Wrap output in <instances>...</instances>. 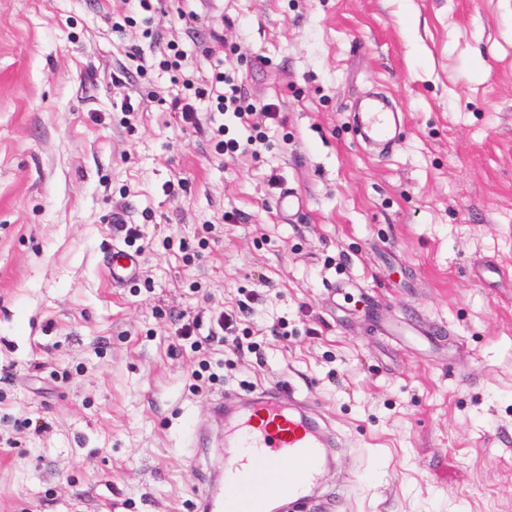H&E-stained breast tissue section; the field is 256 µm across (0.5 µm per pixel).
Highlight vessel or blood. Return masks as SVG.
I'll list each match as a JSON object with an SVG mask.
<instances>
[{
  "label": "vessel or blood",
  "mask_w": 512,
  "mask_h": 512,
  "mask_svg": "<svg viewBox=\"0 0 512 512\" xmlns=\"http://www.w3.org/2000/svg\"><path fill=\"white\" fill-rule=\"evenodd\" d=\"M365 140L390 147L401 124L383 103L358 118ZM303 196L282 189L275 205L284 216L303 209ZM140 257L113 249L107 266L116 285L138 276ZM229 452L218 474L209 475L197 495L195 512H338L342 495L325 490L323 478L334 442L327 424L316 420L308 398L292 380H281L238 397L225 395L214 406Z\"/></svg>",
  "instance_id": "1"
}]
</instances>
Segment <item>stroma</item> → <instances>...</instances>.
<instances>
[{"mask_svg": "<svg viewBox=\"0 0 512 512\" xmlns=\"http://www.w3.org/2000/svg\"><path fill=\"white\" fill-rule=\"evenodd\" d=\"M152 4L0 0V512H193L188 422L282 377L354 442L343 512H512V0ZM230 68L277 115L219 156L169 102ZM384 111L383 103L371 104L366 108V112L358 117V126L365 140L375 141L384 147H392L399 139L401 124L395 112ZM304 204L303 196L293 188H283L275 202L277 211L287 217L302 210ZM140 256L118 248H112V262L108 263L107 270L112 284L123 285L138 276Z\"/></svg>", "mask_w": 512, "mask_h": 512, "instance_id": "obj_1", "label": "stroma"}]
</instances>
